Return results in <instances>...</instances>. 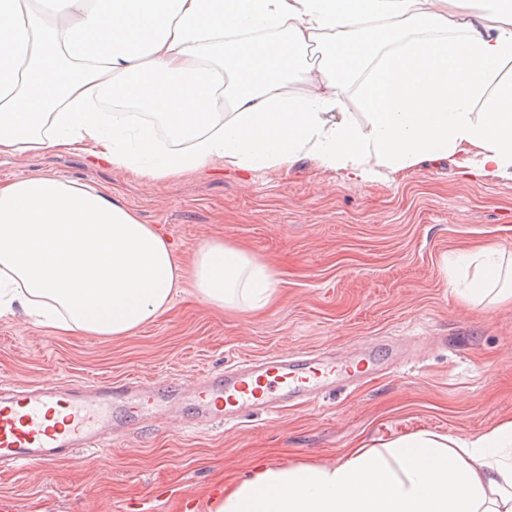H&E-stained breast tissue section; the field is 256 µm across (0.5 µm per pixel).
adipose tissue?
<instances>
[{
    "label": "adipose tissue",
    "instance_id": "adipose-tissue-1",
    "mask_svg": "<svg viewBox=\"0 0 512 512\" xmlns=\"http://www.w3.org/2000/svg\"><path fill=\"white\" fill-rule=\"evenodd\" d=\"M510 63L512 0H0V155L73 152L149 182L303 158L367 182L456 156L468 174L512 181ZM297 65L318 72L319 91L285 92ZM359 75L362 123L343 109ZM116 87L149 120L104 111ZM449 270L461 300L512 302L511 250H461ZM276 284L220 239L183 262L97 186L0 182V317L129 336L184 287L212 308L255 312ZM206 510L512 512V418L471 437L421 430L361 445L334 465L261 464Z\"/></svg>",
    "mask_w": 512,
    "mask_h": 512
}]
</instances>
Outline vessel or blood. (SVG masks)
Returning a JSON list of instances; mask_svg holds the SVG:
<instances>
[{
	"mask_svg": "<svg viewBox=\"0 0 512 512\" xmlns=\"http://www.w3.org/2000/svg\"><path fill=\"white\" fill-rule=\"evenodd\" d=\"M356 360L332 367L311 356L303 359L268 356L208 380L194 393L202 417L218 423L241 418L257 406H275L323 391L335 377L362 375ZM127 410L147 412L162 400L160 389H144L137 377L114 385L93 381L81 388L44 384L0 395V464L51 467L69 458L75 449L108 455L112 441L104 424H115L116 400Z\"/></svg>",
	"mask_w": 512,
	"mask_h": 512,
	"instance_id": "b4317fda",
	"label": "vessel or blood"
}]
</instances>
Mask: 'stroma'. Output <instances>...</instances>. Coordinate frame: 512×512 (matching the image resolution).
Returning a JSON list of instances; mask_svg holds the SVG:
<instances>
[{"label": "stroma", "instance_id": "obj_1", "mask_svg": "<svg viewBox=\"0 0 512 512\" xmlns=\"http://www.w3.org/2000/svg\"><path fill=\"white\" fill-rule=\"evenodd\" d=\"M22 175L111 191L184 258L212 238L244 247L271 265L280 298L259 313H220L188 289L119 338L1 317L0 391L139 376L186 419L132 422L108 457L80 449L40 472H0V498L15 512H205L212 489L257 463L332 464L363 443L422 429L474 436L512 417V305H464L444 263L462 246L512 249V182L467 178L448 160L353 183L302 159L245 183L215 170L147 186L75 153L0 156V181ZM281 351L326 362L367 354L377 368L277 412L196 424L187 384Z\"/></svg>", "mask_w": 512, "mask_h": 512}]
</instances>
